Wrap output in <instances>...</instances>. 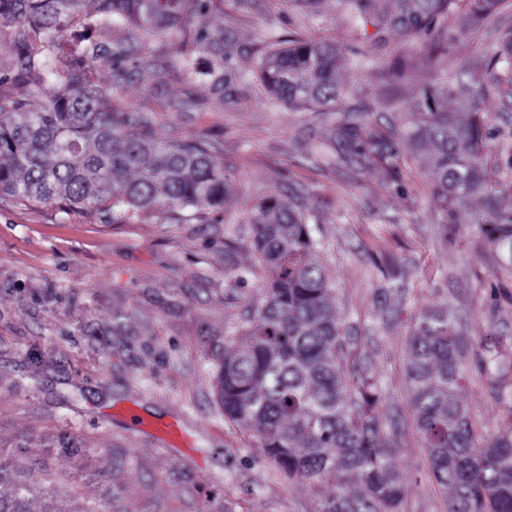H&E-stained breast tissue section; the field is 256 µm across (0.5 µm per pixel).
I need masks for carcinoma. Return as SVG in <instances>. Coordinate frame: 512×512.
<instances>
[{
	"instance_id": "1",
	"label": "carcinoma",
	"mask_w": 512,
	"mask_h": 512,
	"mask_svg": "<svg viewBox=\"0 0 512 512\" xmlns=\"http://www.w3.org/2000/svg\"><path fill=\"white\" fill-rule=\"evenodd\" d=\"M218 0H0V88L18 77L44 96L34 109L0 91V199L134 217L179 210L206 214L224 208L232 174L204 138L162 141L148 133L141 112L103 108L131 77L144 40L178 34L167 63L183 79L211 81L224 92V57L202 70L194 58L223 50L224 32L206 25ZM337 0L344 24L376 31L432 35L461 12L473 31L511 6L509 0ZM120 25L125 38L101 43L99 26ZM343 45L268 36L259 80L275 105L288 110L331 108L341 96L337 60ZM102 66L109 79L94 76ZM512 73V32L485 67H461L448 98L467 123L428 90L409 109L410 157L434 175L446 224L478 202V242L512 265V208L499 202L484 171L482 105ZM335 135L352 157L378 159L396 172L395 146L360 118L344 115ZM314 216L271 194L252 209L250 242L270 271L253 318L228 339L216 374L224 418L256 431L267 459L290 480L331 478L342 493L329 512H398L402 474L382 442L377 380L350 378L342 367L343 336L334 289L314 260L320 246ZM487 372L498 366V343L466 335L448 306L422 312L409 339L406 377L410 404L429 452L435 481L448 491V512H512V430L481 436L458 392L467 358ZM29 487L0 474V512H30Z\"/></svg>"
}]
</instances>
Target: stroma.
<instances>
[{"label":"stroma","mask_w":512,"mask_h":512,"mask_svg":"<svg viewBox=\"0 0 512 512\" xmlns=\"http://www.w3.org/2000/svg\"><path fill=\"white\" fill-rule=\"evenodd\" d=\"M224 33L234 74L223 96L172 71L134 74L112 107L145 113L165 141L210 140L233 174L222 210L177 223L116 222L99 213L0 200V471L29 484L32 512H327L333 482L286 479L256 433L224 417L215 375L227 336L243 326L269 275L247 217L266 195L316 215L315 259L335 290L349 373L370 371L383 401L384 442L406 485L399 512H448L431 472L405 377L407 339L422 311L448 305L469 336L497 333L512 364V269L474 244V206L441 229L431 171L338 158L335 112L272 104L255 74L270 31L345 45L337 62L343 109L368 111L400 141L422 88L446 92L462 61L495 57L512 10L461 35L458 16L439 51L380 97L379 64L421 60L422 41L374 27L344 28L335 0H225L208 17ZM490 182L512 205V80L484 103ZM247 267V281L227 283ZM402 287L386 290L389 275ZM460 395L480 433L512 426V390L468 360ZM146 420L135 429L133 418Z\"/></svg>","instance_id":"1"}]
</instances>
